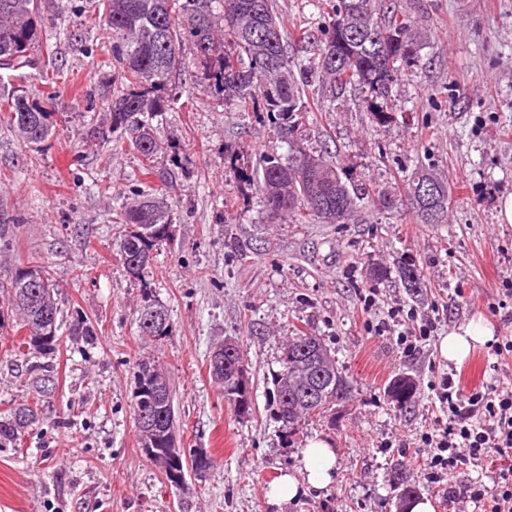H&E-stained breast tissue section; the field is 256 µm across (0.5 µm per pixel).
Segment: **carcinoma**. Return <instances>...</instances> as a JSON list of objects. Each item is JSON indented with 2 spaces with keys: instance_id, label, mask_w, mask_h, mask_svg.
Instances as JSON below:
<instances>
[{
  "instance_id": "cac0c4a2",
  "label": "carcinoma",
  "mask_w": 512,
  "mask_h": 512,
  "mask_svg": "<svg viewBox=\"0 0 512 512\" xmlns=\"http://www.w3.org/2000/svg\"><path fill=\"white\" fill-rule=\"evenodd\" d=\"M328 0H316L319 19L300 28V41L311 50L301 68H296L285 47L284 22L274 0H100L101 20L95 25L97 48L112 55L113 92L107 101L108 118L91 125L89 141L126 143L141 156L143 169L167 150L153 131L152 121L168 110L173 85L192 60L202 78L224 100L270 115L281 138L293 136L305 109L306 88L312 81L321 87L323 101L333 102L336 90L354 86L365 91L363 102L379 123L389 122L388 94L394 82L419 61L430 43L431 33L411 24L398 14L389 0H336L326 11ZM48 21L43 0H0V71L19 81L0 90V112L9 114L10 127L24 143H44L53 135L52 109L55 91H33L24 85L26 70L47 76L46 61L36 53L41 29ZM307 170L312 180L303 179ZM438 187L440 214L432 218L417 196L421 183ZM259 190L263 208L272 223L298 217L322 224L354 221L361 189L343 181L337 167L322 155H311L295 147L289 158L275 151L262 157ZM410 205L423 224H444L448 214V184L423 167L408 180ZM173 204L153 193H139L125 204L113 230L126 273L138 279L149 264L158 243L171 235ZM45 278L48 293V325L53 333L39 340L44 325L30 308L27 294L32 284L17 276L10 282L12 305L24 328L23 343L33 361L29 372L39 393L53 377L52 365L40 358L53 353L58 336L56 285L48 266L32 262ZM404 287H420L418 270L411 264L398 268ZM139 333L161 341L170 334L167 310L143 300L137 310ZM225 360L237 364L232 372L209 366L224 399L241 415L252 412L243 353L239 344L231 347ZM324 357L331 373L321 384L318 402L304 404L297 393L309 386L314 367L306 364L307 353ZM277 417L292 433L300 423L326 417L336 403L348 398L350 380L342 375L323 339L313 332H299L283 347L281 369L274 377ZM391 403L408 407L416 394L414 380L403 374L387 388ZM134 410L141 451L171 483L185 479V468L200 475L211 467V459L196 454L188 459L170 443L174 439L175 413L169 382L163 371L146 363L138 365L135 376ZM159 420L149 426L144 416ZM39 402L16 405L0 420V444L11 442L39 421Z\"/></svg>"
}]
</instances>
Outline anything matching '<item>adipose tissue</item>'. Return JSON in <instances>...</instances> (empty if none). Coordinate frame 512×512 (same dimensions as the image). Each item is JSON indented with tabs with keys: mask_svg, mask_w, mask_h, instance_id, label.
Segmentation results:
<instances>
[{
	"mask_svg": "<svg viewBox=\"0 0 512 512\" xmlns=\"http://www.w3.org/2000/svg\"><path fill=\"white\" fill-rule=\"evenodd\" d=\"M492 330L482 322L473 321L466 326L449 331L441 343L442 355L451 362H462L477 344L491 340ZM335 457L328 444L322 441L311 443L303 455L305 481H298L288 473H280L270 483L269 500L280 506L294 499L301 487L322 490L333 482Z\"/></svg>",
	"mask_w": 512,
	"mask_h": 512,
	"instance_id": "ef3b65f1",
	"label": "adipose tissue"
}]
</instances>
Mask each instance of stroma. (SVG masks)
I'll list each match as a JSON object with an SVG mask.
<instances>
[{
	"mask_svg": "<svg viewBox=\"0 0 512 512\" xmlns=\"http://www.w3.org/2000/svg\"><path fill=\"white\" fill-rule=\"evenodd\" d=\"M430 30L411 76L394 83L389 123L366 111L363 93L336 94L334 109L310 101L295 140L326 154L345 179L386 188L396 204L360 201L353 224L269 223L260 204L258 162L287 153L265 113L242 112L188 69L156 126L169 149L144 173L139 154L89 144V119H103L112 66L95 47L93 0H45L42 45L57 75L55 133L23 144L0 117V417L31 399L25 336L9 304L17 266L41 261L57 286L61 340L48 361L55 386L21 441L0 447V512H396L390 467L404 461L409 484L434 512L474 481L493 486L489 464L429 479L422 438L448 424L437 398L443 374L463 391L498 385L512 368L495 353L512 336V224L498 203L512 194V0H393ZM450 187L446 223L423 224L405 205L415 167ZM173 183L179 197L169 240L153 250L142 278L129 277L112 222L132 190ZM240 241L241 250L228 248ZM415 264L409 293L398 276L374 280L371 265ZM377 291L376 313L364 298ZM163 305L171 332L140 336L143 294ZM430 317L435 330L416 349L375 331L377 317ZM482 319L492 342L459 363L442 355L449 330ZM91 337L73 335L77 321ZM315 331L336 353L353 390L323 421L288 435L275 415L273 375L286 340ZM244 352L253 402L239 415L209 374L226 340ZM170 382L179 447L212 460L202 476L170 485L142 455L133 392L139 362ZM417 382L414 404L399 409L385 389L397 375ZM315 440L336 456L332 485L271 505L279 472L303 477Z\"/></svg>",
	"mask_w": 512,
	"mask_h": 512,
	"instance_id": "stroma-1",
	"label": "stroma"
}]
</instances>
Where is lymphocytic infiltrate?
Segmentation results:
<instances>
[{"label":"lymphocytic infiltrate","mask_w":512,"mask_h":512,"mask_svg":"<svg viewBox=\"0 0 512 512\" xmlns=\"http://www.w3.org/2000/svg\"><path fill=\"white\" fill-rule=\"evenodd\" d=\"M439 400L448 406L449 424L442 434L426 440L433 450L432 468L453 471L490 456L498 464L494 487L474 483L462 494L449 496L454 512H466L469 502L480 504L481 512H512V383L488 394H466L447 375L441 380Z\"/></svg>","instance_id":"obj_1"}]
</instances>
